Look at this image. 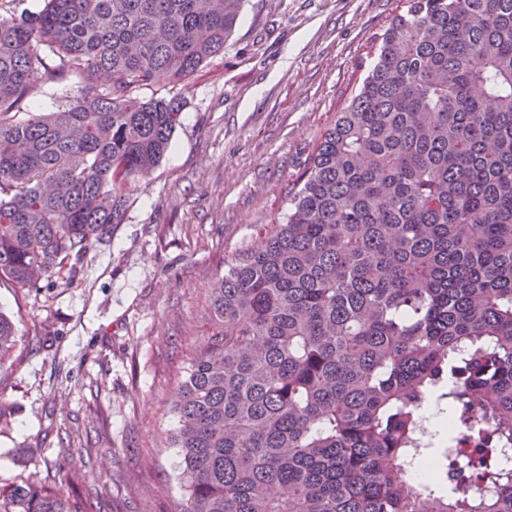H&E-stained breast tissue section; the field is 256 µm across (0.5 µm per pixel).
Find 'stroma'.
<instances>
[{
    "label": "stroma",
    "mask_w": 512,
    "mask_h": 512,
    "mask_svg": "<svg viewBox=\"0 0 512 512\" xmlns=\"http://www.w3.org/2000/svg\"><path fill=\"white\" fill-rule=\"evenodd\" d=\"M403 0H245L223 54L180 96L169 152L128 186L123 224L70 286L0 279L19 342L0 369V489L38 476L83 512H178L167 435L179 382L209 331L225 264L281 222L309 151L358 93L371 47ZM28 112H54L81 80L35 77ZM74 462L65 479L59 463Z\"/></svg>",
    "instance_id": "obj_1"
}]
</instances>
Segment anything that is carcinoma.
Wrapping results in <instances>:
<instances>
[{
  "instance_id": "1",
  "label": "carcinoma",
  "mask_w": 512,
  "mask_h": 512,
  "mask_svg": "<svg viewBox=\"0 0 512 512\" xmlns=\"http://www.w3.org/2000/svg\"><path fill=\"white\" fill-rule=\"evenodd\" d=\"M359 92L224 265L211 332L173 397L180 512H512V0H406ZM244 0H0V279L82 263L180 124L182 85L224 52ZM75 74L28 112L31 75ZM17 326L0 312V369ZM432 393L481 410L483 487L409 473ZM0 512H79L34 479ZM34 91L25 106L24 112H54L61 109L62 105L77 95L81 87V79L70 76L61 83H48L41 77V73L35 74Z\"/></svg>"
}]
</instances>
